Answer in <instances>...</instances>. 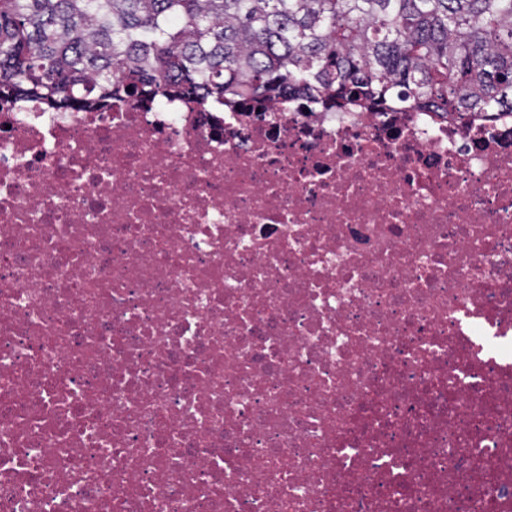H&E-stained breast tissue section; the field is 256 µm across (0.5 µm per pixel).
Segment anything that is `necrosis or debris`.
<instances>
[{
    "label": "necrosis or debris",
    "mask_w": 512,
    "mask_h": 512,
    "mask_svg": "<svg viewBox=\"0 0 512 512\" xmlns=\"http://www.w3.org/2000/svg\"><path fill=\"white\" fill-rule=\"evenodd\" d=\"M0 512H512V114L0 108Z\"/></svg>",
    "instance_id": "1"
}]
</instances>
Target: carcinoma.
<instances>
[{
    "mask_svg": "<svg viewBox=\"0 0 512 512\" xmlns=\"http://www.w3.org/2000/svg\"><path fill=\"white\" fill-rule=\"evenodd\" d=\"M512 111V0H0V107L114 99Z\"/></svg>",
    "mask_w": 512,
    "mask_h": 512,
    "instance_id": "obj_1",
    "label": "carcinoma"
}]
</instances>
